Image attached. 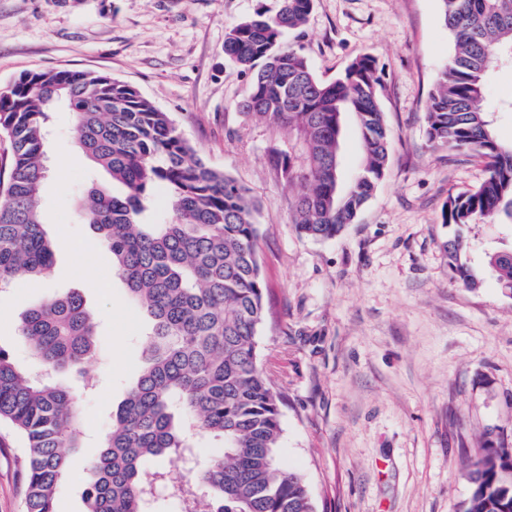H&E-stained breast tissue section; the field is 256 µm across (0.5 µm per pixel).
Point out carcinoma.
<instances>
[{
	"mask_svg": "<svg viewBox=\"0 0 512 512\" xmlns=\"http://www.w3.org/2000/svg\"><path fill=\"white\" fill-rule=\"evenodd\" d=\"M454 49L426 105V133L436 147L474 153L488 174L448 196L443 223L462 228L501 213L512 221V144L496 135L485 108L492 74L512 69V0H441ZM313 0H282L233 27L224 57L253 73L246 114L288 131V149L272 166L296 188L293 226L304 238L336 237L372 197L389 162V135L378 98L375 60L356 58L333 82L316 77L299 51L282 46ZM75 115L79 148L121 191H89L82 209L112 252L113 265L149 319L142 368L112 413V426L90 463L85 512H153L168 486L152 460L180 461L189 480L177 488L185 512H314L302 478L277 460L282 397L262 364L268 315L257 250V205L246 188L207 165L167 113L134 87L105 73L31 71L0 87V135L11 145L0 170V288L45 276L53 242L39 206L46 178L43 145L50 114ZM352 114L363 145L359 170L343 182L344 117ZM172 217L148 220L155 192ZM451 269L478 286L471 243H444ZM512 296V257L485 254ZM35 372L0 347V423L23 440L24 512H57V493L83 447L77 397L53 380L95 354L91 313L77 292L52 295L20 318ZM222 440L224 453L200 463L192 439ZM512 445H489L467 465L472 492L464 512H512Z\"/></svg>",
	"mask_w": 512,
	"mask_h": 512,
	"instance_id": "cac0c4a2",
	"label": "carcinoma"
}]
</instances>
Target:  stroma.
Returning a JSON list of instances; mask_svg holds the SVG:
<instances>
[{
	"mask_svg": "<svg viewBox=\"0 0 512 512\" xmlns=\"http://www.w3.org/2000/svg\"><path fill=\"white\" fill-rule=\"evenodd\" d=\"M280 0H0V86L33 70H92L135 87L166 112L212 166L258 204V254L267 284L261 331L267 373L285 396L278 461L307 484L314 512H463L468 463L512 441V297L482 266L512 247V224L466 228L480 288L456 281L442 244L449 195L486 175L485 159L432 146L425 105L454 42L441 0H314L285 44L316 75L336 80L374 58L390 136L387 173L354 224L335 239L299 237L295 190L269 163L288 137L244 114L249 72L227 62L234 26ZM49 174L39 206L56 244L43 278L0 291V347L33 364L22 313L79 292L97 322V355L65 370L82 407L83 446L57 512H84L86 463L141 365L146 318L115 275L112 254L80 216L89 183L112 180L77 149L74 115L53 112ZM21 444L0 447V512H23Z\"/></svg>",
	"mask_w": 512,
	"mask_h": 512,
	"instance_id": "35a3bbf8",
	"label": "stroma"
}]
</instances>
